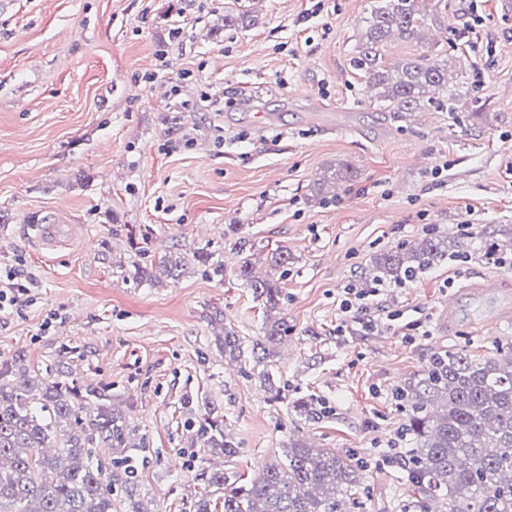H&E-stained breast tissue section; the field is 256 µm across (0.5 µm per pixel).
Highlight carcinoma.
Masks as SVG:
<instances>
[{"label":"carcinoma","mask_w":512,"mask_h":512,"mask_svg":"<svg viewBox=\"0 0 512 512\" xmlns=\"http://www.w3.org/2000/svg\"><path fill=\"white\" fill-rule=\"evenodd\" d=\"M448 20V0H434L424 13L418 0H373L363 41L353 63L375 91L377 109L403 117L427 104L453 112L455 94L448 88V60L433 50L388 66L381 49L388 39L419 38L428 23ZM355 181L352 165L343 163L329 175L319 200L336 196L334 188ZM495 232L467 238L430 234L374 257L369 276L401 285L448 257L477 253L487 260L505 256ZM185 257L170 251L146 266L134 267L137 282L178 279ZM239 276L266 313L263 339L250 358L263 366L264 384L273 399L281 394L269 369L270 345L288 336V321L271 317L279 308L278 279L253 275L243 258ZM224 356L244 358L243 341L231 327L217 337ZM407 413L405 433L411 482L426 500H439L445 512H512V346L500 344L484 354L468 349H439L423 370L394 390ZM202 455L226 457L239 444L224 420L208 411L197 431ZM136 444L124 410L112 403L108 389L75 376L60 360L55 371H42L15 355L0 362V512H140L133 502L112 497V455ZM189 512H355L365 491L364 462L348 452L313 448L303 437L288 441V452L246 478L216 470Z\"/></svg>","instance_id":"obj_1"}]
</instances>
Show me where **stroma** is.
Returning <instances> with one entry per match:
<instances>
[{"mask_svg": "<svg viewBox=\"0 0 512 512\" xmlns=\"http://www.w3.org/2000/svg\"><path fill=\"white\" fill-rule=\"evenodd\" d=\"M450 3L447 33L430 26L383 54L394 63L438 45L465 104L454 117L427 107L396 120L377 114L352 63L369 0H0V271L30 277L0 311V360L63 357L110 390L146 441L126 483L141 512H180L202 493L203 469L253 474L298 431L366 462L362 512H420L392 393L436 350L512 336V323L492 320L512 299V269L456 258L363 309L339 303L373 255L426 234L487 228L512 242V8ZM230 8L251 26H225ZM182 138L190 146L169 151ZM342 160L355 185L319 204L314 187ZM41 222L75 225L79 238L41 250ZM132 232L145 248L129 245ZM176 244L221 252L223 277L191 260L174 281L123 278L121 265ZM278 249L291 257L289 331L273 401L215 338L226 325L261 336L264 309L236 269L248 255L257 277L273 275ZM486 280L498 291L472 295ZM191 397L223 415L237 456L201 459ZM302 398L329 414L300 419Z\"/></svg>", "mask_w": 512, "mask_h": 512, "instance_id": "1", "label": "stroma"}]
</instances>
